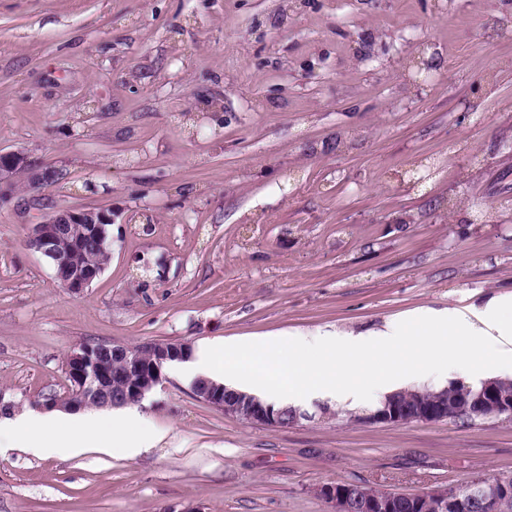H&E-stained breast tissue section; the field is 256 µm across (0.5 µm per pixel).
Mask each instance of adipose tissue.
<instances>
[{
  "label": "adipose tissue",
  "mask_w": 512,
  "mask_h": 512,
  "mask_svg": "<svg viewBox=\"0 0 512 512\" xmlns=\"http://www.w3.org/2000/svg\"><path fill=\"white\" fill-rule=\"evenodd\" d=\"M512 307V297L491 299L475 316L458 314L449 327L451 338L441 341L432 323L413 336L414 352L409 360L381 367L369 363L373 353L392 351L403 339L400 327L390 324L369 334L336 337L330 334H298L289 337L294 351L287 366L270 369L274 337L244 339L212 349L194 362L196 374L225 387L271 403L298 405L311 395L322 393L340 402L357 403L373 393L390 394L412 377L424 378L455 370L471 371L473 357L493 353L498 361L512 360V321L501 311ZM307 348L337 352L334 363L314 362L303 357ZM374 378L372 389L360 388L355 376Z\"/></svg>",
  "instance_id": "ef3b65f1"
}]
</instances>
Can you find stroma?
Instances as JSON below:
<instances>
[{
	"label": "stroma",
	"instance_id": "35a3bbf8",
	"mask_svg": "<svg viewBox=\"0 0 512 512\" xmlns=\"http://www.w3.org/2000/svg\"><path fill=\"white\" fill-rule=\"evenodd\" d=\"M108 209L111 260L69 295L0 206V512H330L512 472V424L366 423L327 398L268 428L164 378L114 450L9 430L67 396L68 354L359 334L512 295V0H0V152ZM488 210L486 220L475 217ZM330 415H322V408Z\"/></svg>",
	"mask_w": 512,
	"mask_h": 512
}]
</instances>
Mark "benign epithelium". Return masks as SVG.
<instances>
[{
    "label": "benign epithelium",
    "mask_w": 512,
    "mask_h": 512,
    "mask_svg": "<svg viewBox=\"0 0 512 512\" xmlns=\"http://www.w3.org/2000/svg\"><path fill=\"white\" fill-rule=\"evenodd\" d=\"M61 171L45 166L23 151L0 153V206L18 196V180L31 187H42L60 179ZM113 222L112 212L104 209L58 207L42 215L30 227L28 245L47 258L56 280L71 295L82 293L103 272L96 257L85 256L77 268L70 257L81 251L83 242L73 235L71 225L86 224L110 249L106 225ZM191 347L186 343L147 342L135 348L102 345L91 349L75 348L66 360L68 376L77 386L76 393L64 398L50 395L37 404L40 409L77 412L91 405L110 403L112 390L125 395L128 402H142L163 376L171 360H186ZM505 380H484L476 388L448 394V388L383 399V408L366 414L373 423L403 424L407 421L435 423L452 421L466 414L473 420L507 419L512 421V394L503 391ZM195 397L251 424L283 428L282 411L261 403L256 397L236 392L229 394L224 385L204 379V387ZM318 495L333 505L332 512H397L407 504L413 512H502L512 500V473L487 479L481 476L458 486L433 488L418 494L396 493L360 485L336 482L317 488Z\"/></svg>",
    "instance_id": "obj_1"
}]
</instances>
